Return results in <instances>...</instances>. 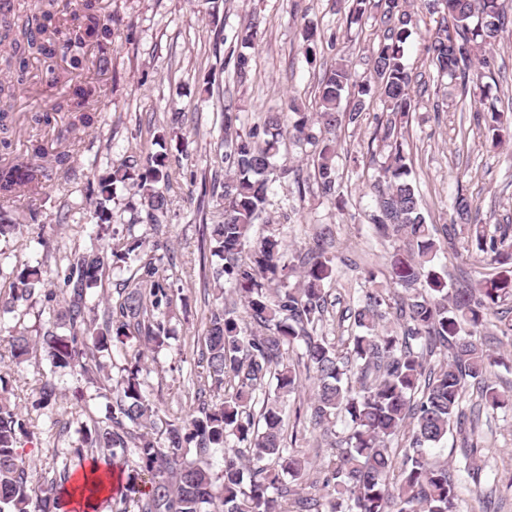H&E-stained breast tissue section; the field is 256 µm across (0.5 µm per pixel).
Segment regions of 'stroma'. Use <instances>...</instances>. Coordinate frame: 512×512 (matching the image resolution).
I'll return each mask as SVG.
<instances>
[{
    "instance_id": "obj_1",
    "label": "stroma",
    "mask_w": 512,
    "mask_h": 512,
    "mask_svg": "<svg viewBox=\"0 0 512 512\" xmlns=\"http://www.w3.org/2000/svg\"><path fill=\"white\" fill-rule=\"evenodd\" d=\"M112 15L114 37L112 65L102 77L104 108L97 123L82 132L69 176H56L48 196L37 204L18 199L12 217L23 224L21 234L0 238V265L23 268L42 265L55 270L77 248L95 236L89 195L97 178L130 154L135 146L151 148L155 128L171 113L185 120L178 140L168 146L172 185L169 191L172 223L167 233L175 259L164 275L173 281L187 305L173 319L175 337L168 348L146 353L149 368L145 390L166 420L185 417L193 405V381L209 306L204 301L203 266L210 259L202 226L193 218L190 178L217 167L216 142L223 134L221 105L231 101L241 113V130L260 123L268 112L284 108L297 97L314 108L317 83L338 57H345L354 80H362L380 35V11L370 7L362 24L347 26L345 13L335 0H102ZM260 28L245 81H238L231 52L235 36L252 21ZM318 30L312 56H305L302 32ZM427 24H419L407 43L405 56L412 75L414 108L405 130L411 155L414 184L427 223L442 226L450 220V204L457 190L472 196L479 210L477 220L487 229L512 224V141L491 146L486 130L474 127L477 108L463 95L458 83L438 80L424 50ZM495 73L487 78L489 100L497 106L512 104V19L492 49ZM34 78L22 94L13 114V140H25L28 116L36 101L57 97L61 86L50 83L45 67L33 63ZM211 80L214 94L204 98L200 89ZM382 105L371 100L357 125L338 131L336 176L344 194V207L323 198L313 183V163L308 147L287 142L285 152L292 169L289 178L273 183L267 206L269 223L256 227L260 236L275 234L289 248L307 247L316 232L330 230L333 252L340 257L330 288L329 311L323 332L348 335L345 318L365 288L367 272H384L394 254L404 253L402 241L375 235L370 215L375 209L371 172L384 161L388 149L377 138ZM305 181L298 194L297 181ZM40 224L53 232L56 248L44 251L29 230ZM448 269V281L468 285L493 267L459 239L455 249L436 256ZM49 369L42 354L15 361L0 356V376L23 412L29 413L31 434L23 441L25 459L38 477H52L54 469L68 468L79 474L82 465L69 455L75 430L89 416L100 415L92 395L94 388L76 380L69 371L56 374L59 389L55 403L35 408L40 379ZM287 436L308 457L306 494L326 496L318 483L322 457L331 453V438L321 436L307 415V399L293 396L285 403ZM478 433L482 448L464 458L460 437L450 434L431 449L433 460L447 463L459 487L462 512H512V411L482 416Z\"/></svg>"
}]
</instances>
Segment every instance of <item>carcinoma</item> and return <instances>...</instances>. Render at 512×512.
Wrapping results in <instances>:
<instances>
[{"instance_id": "1", "label": "carcinoma", "mask_w": 512, "mask_h": 512, "mask_svg": "<svg viewBox=\"0 0 512 512\" xmlns=\"http://www.w3.org/2000/svg\"><path fill=\"white\" fill-rule=\"evenodd\" d=\"M369 0H343L347 25L361 24ZM430 13L441 14L429 34L426 53L438 76L461 79L470 95L484 101L486 52L494 45L507 20L506 0H420ZM382 38L371 52L369 75L351 84L345 60L319 79L318 106L305 112L296 99L287 111L270 112L260 125L243 133L236 127L238 113L231 105L222 111L224 166L201 176L197 213L207 219L205 201L215 202L221 221L203 224L214 262L206 278L215 299L238 294L252 327L234 307L210 309L205 347L200 353L204 376L197 381V407L183 418L159 422L158 411L142 388L141 354L166 344L170 321L180 296L159 268L169 252L157 239L151 246L112 227L111 202L121 190L136 212V223L155 232L170 224L168 191L171 184L167 138L177 135L180 113L174 112L166 129L154 137L160 150L141 147L112 171L98 178L92 218L96 241L67 257L56 269L66 304L64 322L46 328L37 339L22 332L10 335L12 358L25 360L37 348L50 363L43 375L38 408L57 399V370L96 384V397L105 400V414L83 426L69 452L80 460L103 457L106 467L124 475L117 496L107 502L124 505L119 512H460L457 485L448 464L431 460L428 448L453 430L467 432L466 445L479 447L477 421L512 406V389L487 383L501 358L486 347L482 330L494 318L502 337L512 341V239L506 231L489 234L476 223L473 205L457 194L443 239L434 236L421 212L419 196L410 178L411 159L398 129L408 123L412 109V77L405 64L404 45L413 33L411 12L403 0H378ZM257 37V25L237 34L235 73L245 76ZM112 43V16L103 13L101 0H34L31 12L17 13L13 0H0V146L8 150L12 112L19 92L30 79V62L47 63L56 74L61 63L70 78L66 96L38 107L31 116L36 125L52 124V113L70 112L66 134L96 122L101 86L93 75L112 64L105 48ZM353 88L349 104L343 93ZM378 98L386 112L384 142L388 154L375 178L376 210L371 223L377 234L407 241L409 258L398 259L390 272L396 294L366 288L351 309L354 331L337 340L317 334L328 311L329 286L335 279L334 257L325 236L284 261L285 245L274 234L252 238L254 225L265 223L270 176H288L287 165L276 162L280 144L288 135L314 148L315 178L321 193L336 199V130L358 124L368 100ZM488 123L500 137L504 113L495 105L475 119ZM27 162L0 158V203L24 195L36 198L47 188L50 172L69 170L72 150H57L38 139L27 141ZM470 233L471 244L492 264L504 270L489 273L474 286L451 287L448 272L434 263L446 246L455 245L457 227ZM136 265L122 281L117 298L105 306L93 300L95 289L121 262ZM296 275L297 282L288 284ZM11 301L0 300V314L19 304L51 310L57 294L48 288L47 272L25 267L4 272ZM117 347L136 348L124 374L112 381V366L102 361ZM302 349L297 363L285 361L290 349ZM303 365L312 379L311 420L329 431L346 424L339 451L324 460L320 473L333 488L324 502L302 494L285 477L303 478L307 459L287 447L282 402L302 388ZM275 381L257 403L265 380ZM476 400L465 409L469 390ZM164 426L166 443L154 438ZM27 435L19 405L0 387V512H70L66 483L70 472L38 483L19 452ZM224 449V468L214 473L205 462L213 449ZM133 459H128V456Z\"/></svg>"}]
</instances>
